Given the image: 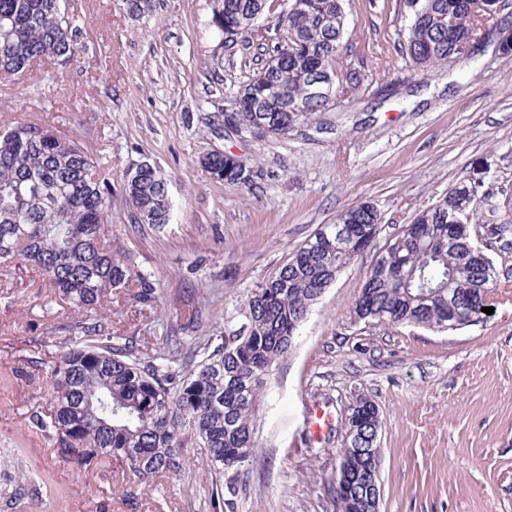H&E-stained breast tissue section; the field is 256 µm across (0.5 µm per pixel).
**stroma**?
I'll return each mask as SVG.
<instances>
[{
	"instance_id": "35a3bbf8",
	"label": "stroma",
	"mask_w": 512,
	"mask_h": 512,
	"mask_svg": "<svg viewBox=\"0 0 512 512\" xmlns=\"http://www.w3.org/2000/svg\"><path fill=\"white\" fill-rule=\"evenodd\" d=\"M81 52L0 79V123L44 119L95 147L112 185V249L150 279L156 299L124 288L101 311L113 335L212 336L239 327L251 292L314 231L362 202L382 216L378 245L459 180L508 187L477 219L512 211V52L491 38L461 64L415 70L401 51L403 0H343L345 64L364 91L339 96L288 137L224 130V111L263 65L224 51L210 0H71ZM259 164L247 190L215 181L203 156ZM159 166L169 224L137 223L124 184ZM493 314L462 329H384L351 308L370 258L344 269L311 309L257 415L258 447L234 512H336L335 428L356 398L379 408L380 512H512V249L493 253ZM202 317L182 330L188 307ZM80 317L35 268H0V474L19 481L17 512H212L215 478L190 449L181 475L140 486L119 466L87 471L55 457L30 418L45 406L44 364L79 334Z\"/></svg>"
}]
</instances>
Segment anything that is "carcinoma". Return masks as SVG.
I'll return each mask as SVG.
<instances>
[{
    "label": "carcinoma",
    "instance_id": "1",
    "mask_svg": "<svg viewBox=\"0 0 512 512\" xmlns=\"http://www.w3.org/2000/svg\"><path fill=\"white\" fill-rule=\"evenodd\" d=\"M297 8L267 29L268 58L238 91L230 115L239 128L258 120L272 135L285 137L326 106L309 96V79L323 75L336 92L354 93L364 76L355 69L338 74L345 15L342 0H292ZM412 19L405 51L415 67L430 69L463 58L461 46L479 32L470 0H406ZM269 0H213L209 24L220 32L224 50L253 42L254 16L269 11ZM74 19L62 0H0V77L20 74L42 60L60 64L79 54ZM274 86L280 100L298 112H257L249 95ZM203 164L212 179L251 188L262 170L248 178L233 154L215 152ZM491 192L459 180L443 198L420 211L377 252L352 308L358 322L450 330L448 312L460 307L470 323L481 314L479 290L497 284L489 251L509 249V224L481 225L482 245L468 223ZM126 203L140 222L168 223L171 202L159 167L127 179ZM112 190L93 149L59 135L48 123L0 127V266L15 260L36 266L61 300L78 312L82 335L49 366L50 399L32 416L34 426L52 434L58 455L86 470L115 461L142 484L178 475L188 448H201L215 480H226L225 499L233 512L237 480L257 448L256 412L278 362L288 356L313 305L336 277L375 246L381 228L377 209L352 206L307 239L280 270L251 294L241 326L206 336L168 357L135 336H114L98 319L112 289L126 285L128 264L112 251L108 223ZM345 227L348 237H337ZM344 431L367 435L377 425L375 404L361 397ZM373 463L350 451L332 480L343 512H367L365 476ZM374 508H379L378 500Z\"/></svg>",
    "mask_w": 512,
    "mask_h": 512
}]
</instances>
